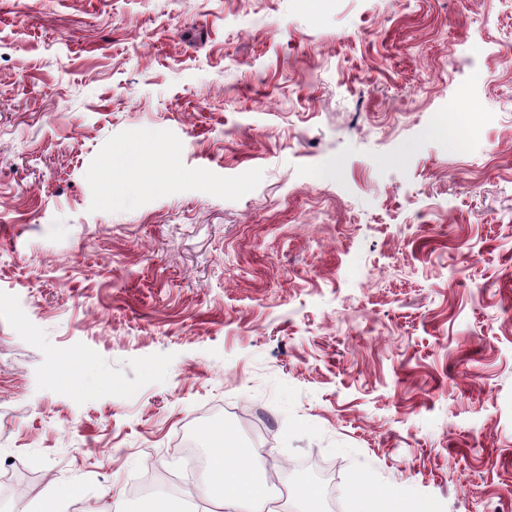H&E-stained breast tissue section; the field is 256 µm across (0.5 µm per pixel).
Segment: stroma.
Instances as JSON below:
<instances>
[{
  "instance_id": "1",
  "label": "stroma",
  "mask_w": 512,
  "mask_h": 512,
  "mask_svg": "<svg viewBox=\"0 0 512 512\" xmlns=\"http://www.w3.org/2000/svg\"><path fill=\"white\" fill-rule=\"evenodd\" d=\"M218 428L512 512L507 0H0V512H210Z\"/></svg>"
}]
</instances>
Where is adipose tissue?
Listing matches in <instances>:
<instances>
[{"label":"adipose tissue","instance_id":"1","mask_svg":"<svg viewBox=\"0 0 512 512\" xmlns=\"http://www.w3.org/2000/svg\"><path fill=\"white\" fill-rule=\"evenodd\" d=\"M210 482L207 498L223 501L226 512H272L265 479L257 472L250 452L217 437L208 451Z\"/></svg>","mask_w":512,"mask_h":512}]
</instances>
